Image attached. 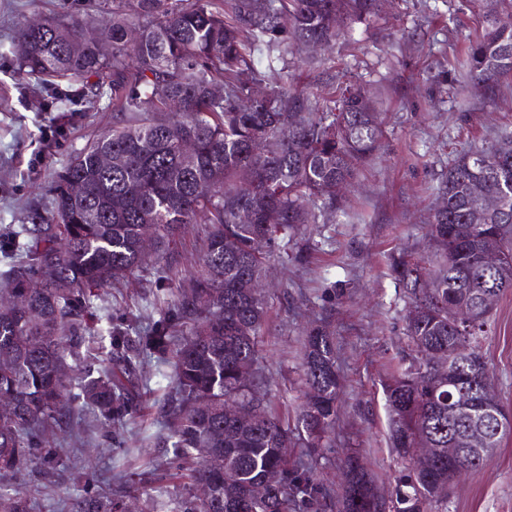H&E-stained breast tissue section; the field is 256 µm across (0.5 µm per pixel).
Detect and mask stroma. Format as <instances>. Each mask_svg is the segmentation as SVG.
Here are the masks:
<instances>
[{
	"label": "stroma",
	"instance_id": "stroma-1",
	"mask_svg": "<svg viewBox=\"0 0 512 512\" xmlns=\"http://www.w3.org/2000/svg\"><path fill=\"white\" fill-rule=\"evenodd\" d=\"M494 5V0H398L376 26L355 31L353 44L319 52L318 70L307 69L308 50L288 57L285 73L293 86L351 80L381 92L383 137L356 177L355 198L331 223L299 225L293 243L279 244L259 281L266 315L255 383L289 425H296L307 391L306 336L319 328L336 338L341 382L336 421L320 455L300 444L291 454L338 490L343 462L356 452L379 495L395 494L403 465L389 440L383 386L410 354L411 299L393 267L402 258L433 262L425 222L455 153L512 140V85L488 102L474 87H462L456 65L468 36ZM72 14L108 27L112 0H0L1 234L49 223L54 208L49 187L56 174L115 121L109 97L72 104L66 86L38 87L17 69L12 53L17 25L34 16ZM61 121L65 135L53 151L43 152ZM208 230L194 225L171 244L169 270L150 259L132 279L95 290L84 341L68 358L78 374L104 369L112 328L137 337L156 326L175 290L185 288L197 271ZM481 347L493 391L512 415V292L496 302ZM129 367L139 396L132 416L109 422L73 403L70 425L53 432L62 477L50 481L30 467L0 477V491L26 499L30 512H70L72 502L104 493L123 498L127 512H183L195 488L177 475L180 462L165 420L172 367L141 348ZM432 510L512 512V435Z\"/></svg>",
	"mask_w": 512,
	"mask_h": 512
}]
</instances>
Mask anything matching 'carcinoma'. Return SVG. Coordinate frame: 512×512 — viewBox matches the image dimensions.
Listing matches in <instances>:
<instances>
[{"label":"carcinoma","mask_w":512,"mask_h":512,"mask_svg":"<svg viewBox=\"0 0 512 512\" xmlns=\"http://www.w3.org/2000/svg\"><path fill=\"white\" fill-rule=\"evenodd\" d=\"M498 2L503 12L486 16L460 61L490 100L512 76V0ZM383 11V0H225L223 8L214 0H125L106 30L74 16L49 19L39 30L17 28L22 74L108 94L122 117L52 183V223L26 230L23 240L0 235V254L18 257L3 289L10 304L0 305V399L6 400L0 474H16L37 460L53 463L57 449L49 433L70 420L65 402L74 381L83 403L106 420L136 411L123 370L62 378L66 350L83 339L92 289L132 277L149 255L164 258L170 241L201 221L210 230L196 272L199 290L176 295L167 306L171 316L146 338L172 366V447L196 461L193 482L213 490L189 512H427L448 499L454 482L448 439L465 449L472 470L492 456L512 431V417L496 402L492 411L505 423L488 449L464 440L465 408L485 375L470 358L451 353L465 342L482 357L479 336L490 317L480 312L458 324L455 311L481 294L512 291L509 143L464 151L451 161L437 187L440 204L427 220L436 266H397L412 296L406 322L412 354L384 387L391 446L404 461L395 497L377 494L357 457L345 463L338 499L288 456L298 441L322 447L336 417L340 380L330 334L306 337L308 393L294 429L265 409L246 372L256 361L265 317L256 282L274 245L293 237L298 225L325 222L342 210L345 197L330 188L353 184L383 136L369 90L342 83L319 96L271 82L255 56L266 60L268 72L276 63L285 68L290 48L348 41L354 25L368 26ZM130 28L139 32L133 43L125 40ZM77 34L86 52L73 56L67 42ZM214 85L224 89L219 100L212 97ZM255 85L265 86V99L253 96ZM173 99L184 103L175 122L167 118ZM284 112L295 113L296 122L282 125ZM186 138L199 142L192 161L181 150ZM73 183L84 187L83 195H71ZM487 196L500 198L498 211L482 209ZM245 206L253 214L248 223L239 221ZM147 225L154 228L150 239L143 235ZM490 235L504 249L498 268L482 267L478 257ZM184 325L189 333L172 342ZM110 337L116 352L131 351L122 329ZM201 400L210 406L198 407ZM246 401L258 402V418L231 412ZM0 512H29V506L0 493ZM73 512H122V506L108 496L77 501Z\"/></svg>","instance_id":"obj_1"}]
</instances>
